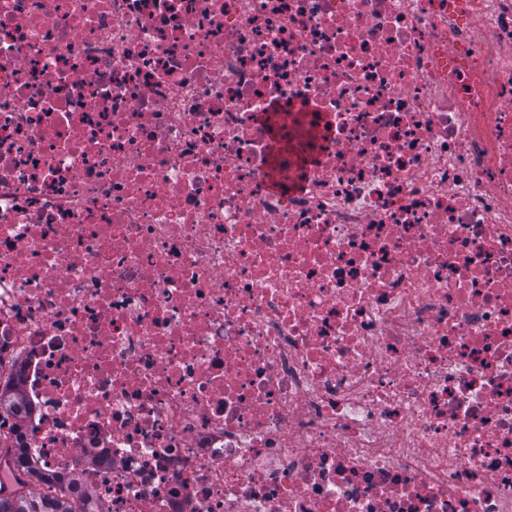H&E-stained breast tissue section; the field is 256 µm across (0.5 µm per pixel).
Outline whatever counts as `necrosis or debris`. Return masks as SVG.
I'll return each mask as SVG.
<instances>
[{
	"mask_svg": "<svg viewBox=\"0 0 512 512\" xmlns=\"http://www.w3.org/2000/svg\"><path fill=\"white\" fill-rule=\"evenodd\" d=\"M0 376L96 512H512V0H0Z\"/></svg>",
	"mask_w": 512,
	"mask_h": 512,
	"instance_id": "1",
	"label": "necrosis or debris"
}]
</instances>
